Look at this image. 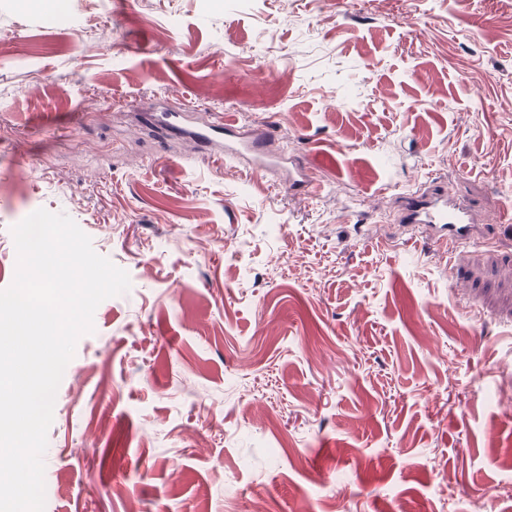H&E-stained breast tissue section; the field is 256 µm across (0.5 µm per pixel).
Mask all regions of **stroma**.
Returning a JSON list of instances; mask_svg holds the SVG:
<instances>
[{"label":"stroma","mask_w":512,"mask_h":512,"mask_svg":"<svg viewBox=\"0 0 512 512\" xmlns=\"http://www.w3.org/2000/svg\"><path fill=\"white\" fill-rule=\"evenodd\" d=\"M273 55V74L257 72ZM323 185L209 154L166 102ZM512 0H0V289L64 213L130 289L58 387L45 512H512ZM403 199V222L448 245V251L456 250L473 238L474 224L478 220L452 196L423 187L406 193Z\"/></svg>","instance_id":"obj_1"}]
</instances>
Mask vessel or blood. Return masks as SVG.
<instances>
[{
    "label": "vessel or blood",
    "instance_id": "1",
    "mask_svg": "<svg viewBox=\"0 0 512 512\" xmlns=\"http://www.w3.org/2000/svg\"><path fill=\"white\" fill-rule=\"evenodd\" d=\"M193 137L202 148L211 152L215 161L233 159L248 153L253 157V169L260 172L277 166V159L263 150V137L241 133L238 122L216 118L193 130ZM402 220L421 229L425 235L456 250L472 238L477 219L464 205L448 194L420 188L405 194Z\"/></svg>",
    "mask_w": 512,
    "mask_h": 512
}]
</instances>
